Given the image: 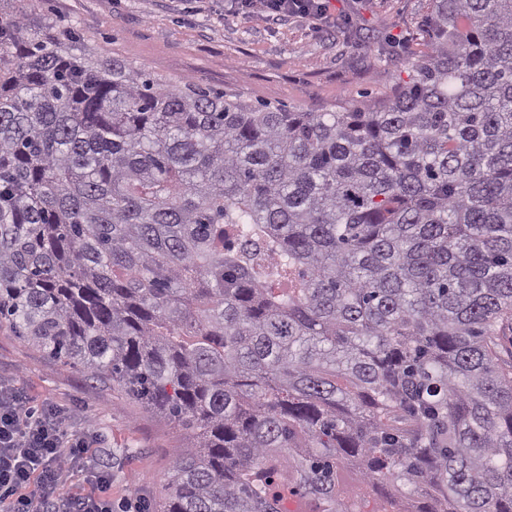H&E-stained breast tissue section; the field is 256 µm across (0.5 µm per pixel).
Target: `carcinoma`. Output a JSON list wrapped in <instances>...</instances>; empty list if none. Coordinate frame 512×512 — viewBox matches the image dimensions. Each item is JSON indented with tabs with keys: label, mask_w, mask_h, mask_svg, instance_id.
I'll use <instances>...</instances> for the list:
<instances>
[{
	"label": "carcinoma",
	"mask_w": 512,
	"mask_h": 512,
	"mask_svg": "<svg viewBox=\"0 0 512 512\" xmlns=\"http://www.w3.org/2000/svg\"><path fill=\"white\" fill-rule=\"evenodd\" d=\"M12 2L0 330L194 431L166 512H512V0H432L408 81L322 112Z\"/></svg>",
	"instance_id": "obj_1"
}]
</instances>
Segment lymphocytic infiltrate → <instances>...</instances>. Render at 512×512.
<instances>
[{
    "label": "lymphocytic infiltrate",
    "mask_w": 512,
    "mask_h": 512,
    "mask_svg": "<svg viewBox=\"0 0 512 512\" xmlns=\"http://www.w3.org/2000/svg\"><path fill=\"white\" fill-rule=\"evenodd\" d=\"M65 417L56 407L42 414L0 388V512H112L110 479L93 473V493L57 495L65 472L78 466L89 449L81 439L63 444Z\"/></svg>",
    "instance_id": "lymphocytic-infiltrate-1"
}]
</instances>
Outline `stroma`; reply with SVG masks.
I'll use <instances>...</instances> for the list:
<instances>
[{"instance_id":"1","label":"stroma","mask_w":512,"mask_h":512,"mask_svg":"<svg viewBox=\"0 0 512 512\" xmlns=\"http://www.w3.org/2000/svg\"><path fill=\"white\" fill-rule=\"evenodd\" d=\"M326 6L322 19L278 16L263 0L247 10L241 0H36L33 15L49 26H74L82 52L256 103L319 112L390 95L408 71L380 61V49L403 54L415 48L429 0H326ZM0 385L20 392L32 412L50 404L63 409L69 434L88 444L87 457L64 474L60 495L93 492L88 474L104 471L112 482V512L165 499L192 431L5 332Z\"/></svg>"}]
</instances>
